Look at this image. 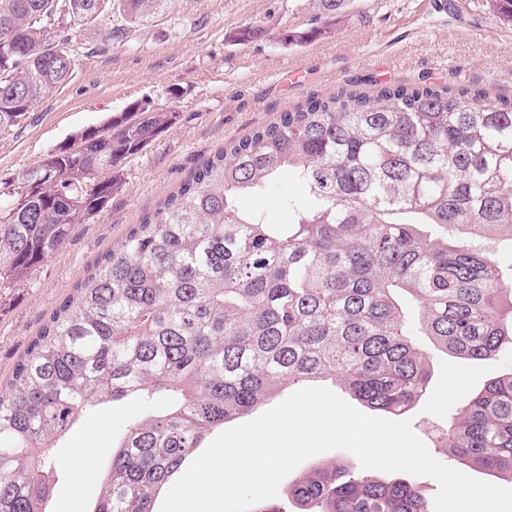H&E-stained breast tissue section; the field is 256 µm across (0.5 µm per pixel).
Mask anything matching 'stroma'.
<instances>
[{"label": "stroma", "mask_w": 512, "mask_h": 512, "mask_svg": "<svg viewBox=\"0 0 512 512\" xmlns=\"http://www.w3.org/2000/svg\"><path fill=\"white\" fill-rule=\"evenodd\" d=\"M125 38L77 30L78 62L71 79L0 131V186L20 179L77 133L104 125L129 104L146 100L173 111L177 121L123 163L124 180L88 223L0 295V386L6 385L50 312L120 245L131 225L177 191L193 169L228 140L274 121L307 96L361 92L378 84L457 82L485 89L488 101L512 96V26L497 22L490 0H346L329 15L321 0H167L147 21L127 24L112 13ZM263 25V39L242 43L236 33ZM317 30L305 45L282 41L288 31ZM298 187L280 175L243 208L284 224ZM426 395L406 412L413 432L439 462L460 468L436 446L439 429L463 400L487 381L512 372V351L482 361L430 356ZM464 374L449 392L451 375ZM125 405L90 411L56 454L53 512H89L102 489L105 449L128 424ZM100 448L92 474L73 463L80 444Z\"/></svg>", "instance_id": "35a3bbf8"}]
</instances>
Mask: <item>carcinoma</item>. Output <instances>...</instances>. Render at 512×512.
<instances>
[{
    "label": "carcinoma",
    "mask_w": 512,
    "mask_h": 512,
    "mask_svg": "<svg viewBox=\"0 0 512 512\" xmlns=\"http://www.w3.org/2000/svg\"><path fill=\"white\" fill-rule=\"evenodd\" d=\"M110 0H0V129L75 66L71 30L108 28ZM130 24L163 0H116ZM512 24V0H493ZM465 84L310 96L224 143L50 314L0 387V512H48L52 450L89 409L134 400L91 512H155L215 429L279 392L336 381L402 415L427 393L413 336L471 361L512 345V98ZM136 102L86 146L0 195V289L86 224L123 161L173 125ZM286 172V224L239 200ZM466 467L512 481V372L488 381L437 435ZM298 512H433L404 478L312 461L288 485Z\"/></svg>",
    "instance_id": "carcinoma-1"
}]
</instances>
